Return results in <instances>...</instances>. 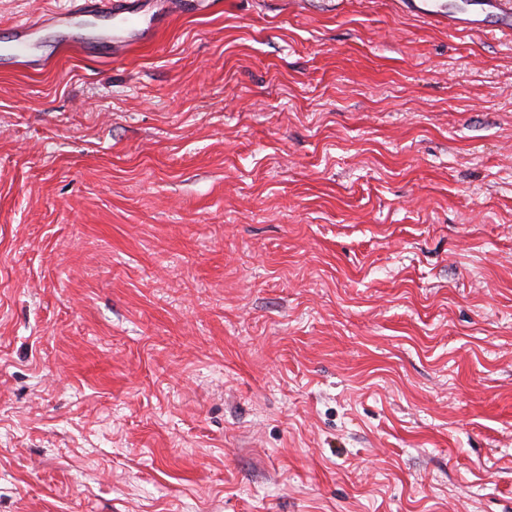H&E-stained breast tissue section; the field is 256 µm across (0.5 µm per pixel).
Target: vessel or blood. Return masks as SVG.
Segmentation results:
<instances>
[{"label":"vessel or blood","instance_id":"1","mask_svg":"<svg viewBox=\"0 0 512 512\" xmlns=\"http://www.w3.org/2000/svg\"><path fill=\"white\" fill-rule=\"evenodd\" d=\"M125 0H69L38 20H20L10 29V45L0 53V67L22 61L38 69L43 58L34 38L48 31L66 47L93 52L104 50L112 58L125 57L134 48L153 43L159 27L154 17H128ZM402 9L428 22L461 33L512 35V0H477L475 6L457 4L456 0H398ZM122 16L119 26H112V16Z\"/></svg>","mask_w":512,"mask_h":512}]
</instances>
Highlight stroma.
I'll list each match as a JSON object with an SVG mask.
<instances>
[{"instance_id": "stroma-1", "label": "stroma", "mask_w": 512, "mask_h": 512, "mask_svg": "<svg viewBox=\"0 0 512 512\" xmlns=\"http://www.w3.org/2000/svg\"><path fill=\"white\" fill-rule=\"evenodd\" d=\"M0 512H512V42L196 0L0 69Z\"/></svg>"}]
</instances>
